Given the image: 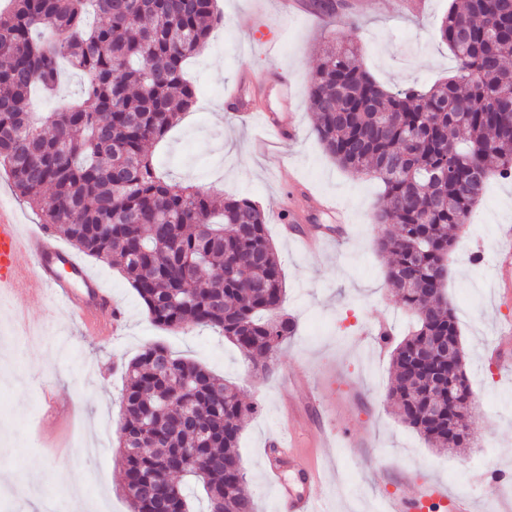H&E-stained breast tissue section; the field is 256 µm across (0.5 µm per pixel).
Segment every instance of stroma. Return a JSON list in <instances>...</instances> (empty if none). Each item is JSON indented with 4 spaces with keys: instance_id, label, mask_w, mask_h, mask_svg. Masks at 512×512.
I'll return each mask as SVG.
<instances>
[{
    "instance_id": "obj_1",
    "label": "stroma",
    "mask_w": 512,
    "mask_h": 512,
    "mask_svg": "<svg viewBox=\"0 0 512 512\" xmlns=\"http://www.w3.org/2000/svg\"><path fill=\"white\" fill-rule=\"evenodd\" d=\"M333 14L298 15L274 21L276 0H219L224 16L203 51L186 65L194 103L163 140L151 146L164 179L196 185L218 195H245L268 219L267 234L281 262L283 310L296 332L268 369L253 367L237 348L212 331L189 325L165 331L148 319L118 268L91 257L83 262L111 293L125 322L122 336L106 341L89 335L47 294L0 299V327L17 321L29 337L0 346V468L9 475L0 491V512H130L120 481L117 437L124 387L122 367L146 345L160 342L176 355L199 362L234 384L245 401L257 403L241 432L239 455L258 512H279L266 468V443L281 430V398L290 373L308 372L314 391L330 411L300 413L305 434L334 423L354 433L356 448H319L326 465L328 512H380L386 493H412L431 477L449 493L470 495L476 512H512V479L485 490L488 473L512 466V361L488 356L502 322L512 321V297L498 291L494 254L499 228L512 225V181L492 178L488 190L460 228L448 274L447 296L455 309L467 374L476 396L468 421L478 442L465 455L431 448L402 423L385 401L391 381V351L360 341L361 331L391 325L394 340L408 332L410 318L387 283L386 255L374 223L380 183L340 168L318 143L308 107L310 79L327 45H356L384 86L395 89L445 80L455 68L437 28L449 0H424L417 12L404 0H334ZM276 42L267 53L262 42ZM288 69L296 93L299 138L262 153L257 132L224 108V92L241 77ZM349 212L346 240L305 252L279 231V211L308 207L290 190L288 170ZM482 255L472 264L471 255Z\"/></svg>"
}]
</instances>
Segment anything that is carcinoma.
Returning a JSON list of instances; mask_svg holds the SVG:
<instances>
[{"label":"carcinoma","instance_id":"cac0c4a2","mask_svg":"<svg viewBox=\"0 0 512 512\" xmlns=\"http://www.w3.org/2000/svg\"><path fill=\"white\" fill-rule=\"evenodd\" d=\"M91 10L99 22L88 28ZM221 23L216 0H11L0 11V166L41 223L120 268L153 324L209 328L255 363L295 334L265 213L248 197L169 183L147 154L191 107L185 62ZM440 36L457 70L428 91L386 88L354 47L323 49L309 108L338 166L382 182L374 220L397 228L376 245L417 325L392 350L388 399L431 447L453 452L470 446L463 418L474 392L445 292L450 231L492 175L512 179V0L453 3ZM63 59L85 76L86 103L36 117L30 94L56 89ZM447 335L452 359L411 357ZM123 374L118 446L128 448L130 512H189L187 478L209 512H256L237 451L256 407L161 343ZM441 403L443 412L429 411Z\"/></svg>","mask_w":512,"mask_h":512}]
</instances>
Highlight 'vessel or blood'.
<instances>
[{
	"label": "vessel or blood",
	"instance_id": "obj_1",
	"mask_svg": "<svg viewBox=\"0 0 512 512\" xmlns=\"http://www.w3.org/2000/svg\"><path fill=\"white\" fill-rule=\"evenodd\" d=\"M241 97L238 88L224 95L227 103L237 105L238 120L260 124L262 135L256 141L259 150H274L295 137L294 123L270 112L240 106ZM304 221L303 215H294L291 222L282 224L283 234L307 249L322 248L324 238L301 230ZM24 293L51 294L94 334L114 338L120 333L121 314L99 280L74 254L55 242L48 228L24 233L15 210L0 204V297ZM270 445L277 455L269 475L279 486L280 512H317L321 502L319 470L315 459L304 451L300 433L289 428L287 434L273 438ZM287 471L297 476L299 488L285 484L283 474ZM433 504L445 507L447 512H475L473 499L449 494L435 481L420 484L410 494L387 493L384 512H427Z\"/></svg>",
	"mask_w": 512,
	"mask_h": 512
}]
</instances>
